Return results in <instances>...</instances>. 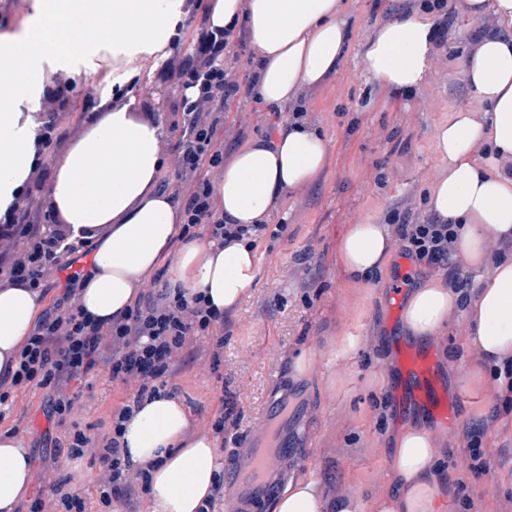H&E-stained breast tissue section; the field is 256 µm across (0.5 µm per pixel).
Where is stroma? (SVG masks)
<instances>
[{
	"instance_id": "1",
	"label": "stroma",
	"mask_w": 512,
	"mask_h": 512,
	"mask_svg": "<svg viewBox=\"0 0 512 512\" xmlns=\"http://www.w3.org/2000/svg\"><path fill=\"white\" fill-rule=\"evenodd\" d=\"M398 5L399 0H346L351 49L335 74L305 92L310 115L331 145L328 164L314 185L287 193L271 211L269 223L286 230L278 239H264L256 250L258 287L231 317L223 366L211 372L200 358L175 377L178 397L197 423L212 419L220 392L234 396L244 445L269 401L287 391L291 404L306 411L307 439L283 461L285 476L314 477L330 496L352 491L366 497L388 484L391 464L385 450L407 421L396 412L393 388L398 347L406 342L391 299L393 285L401 280L410 288L436 273L398 253L387 269L354 283L338 260L340 239L347 225L360 219L384 224L408 211L426 213V194L441 168L435 126L452 112L481 106L462 69L468 50L464 33L471 22L461 13L441 43L438 71L421 90L391 96L367 79L360 45ZM152 64L144 59L140 69L135 116L152 114L171 129L181 121L179 89L154 83ZM98 74L89 69L62 89L44 83V96L60 103L59 128L65 133L59 146L42 151L47 169H54L67 147L102 119V101L115 96V86L99 82ZM306 250L313 253L307 267L296 261ZM464 328L461 316L449 320L442 336L448 356L437 363L439 384L455 408L454 420L444 429L448 470L471 501L466 512H512V407L479 421L476 409L497 401V386L480 391L448 386L451 377L465 376L477 364L466 349ZM348 337L356 341L350 352L344 349ZM305 351L314 355L313 368L306 377H294L293 363ZM71 389L78 396L71 420L91 437L108 428L113 409L126 397L124 387L102 370L73 380ZM48 399L44 389L15 391L12 412L0 422L1 432L16 426L25 440L35 473L33 495L42 489L39 475L55 441L69 431L47 419ZM471 429L481 433L486 461L478 479L469 470L465 433Z\"/></svg>"
}]
</instances>
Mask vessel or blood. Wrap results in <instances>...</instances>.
Wrapping results in <instances>:
<instances>
[{
    "instance_id": "b4317fda",
    "label": "vessel or blood",
    "mask_w": 512,
    "mask_h": 512,
    "mask_svg": "<svg viewBox=\"0 0 512 512\" xmlns=\"http://www.w3.org/2000/svg\"><path fill=\"white\" fill-rule=\"evenodd\" d=\"M435 372L436 365L430 354L412 347L402 350L400 389L412 390L415 401L444 425L452 420L453 411L437 391ZM282 403V398H275L272 404L275 421L261 419L254 445L232 469V491L225 500L226 512H251L272 493L271 475L278 470L281 458L289 453L288 413Z\"/></svg>"
}]
</instances>
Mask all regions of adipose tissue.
Masks as SVG:
<instances>
[{
	"instance_id": "ef3b65f1",
	"label": "adipose tissue",
	"mask_w": 512,
	"mask_h": 512,
	"mask_svg": "<svg viewBox=\"0 0 512 512\" xmlns=\"http://www.w3.org/2000/svg\"><path fill=\"white\" fill-rule=\"evenodd\" d=\"M183 0H35L28 22L0 32V214L18 194L40 157L37 123L46 71H73L111 62L112 82L126 80L143 55L165 56L183 12ZM341 0H214L209 27L245 24L261 78L253 95L272 108L298 101L304 88L336 73L350 48L340 19ZM477 28L462 67L478 109L460 110L433 134L443 167L429 191V211L458 225L455 254L480 271L475 288L461 293L433 277L412 288L402 308L411 341L438 340L449 319L462 314L466 345L485 366L502 372L512 357V0H464ZM426 5L400 11L375 26L361 48L368 77L381 88H421L439 54L436 21ZM161 122L134 118L115 105L91 125L56 165L50 198L72 239L89 242L92 265L81 281V303L107 319L128 307L135 282L170 261V285L207 295L235 313L259 278L247 242L218 247L204 238L172 248L177 202L158 191ZM330 144L305 120L280 124L273 138L240 148L224 167L216 194L228 224H256L285 194L313 185L327 165ZM394 240L384 224L348 225L340 261L352 278L383 269ZM38 295L25 285L0 288V375L32 330ZM184 404L154 399L126 424L132 462L158 460L152 474V512H196L210 492L217 451L206 436L191 437ZM436 432L404 426L392 441L394 477L361 504L355 494L326 496L311 477L289 480L271 512H447L457 490ZM32 461L23 438L0 432V512H14L28 491Z\"/></svg>"
}]
</instances>
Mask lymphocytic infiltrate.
Instances as JSON below:
<instances>
[{
  "instance_id": "lymphocytic-infiltrate-1",
  "label": "lymphocytic infiltrate",
  "mask_w": 512,
  "mask_h": 512,
  "mask_svg": "<svg viewBox=\"0 0 512 512\" xmlns=\"http://www.w3.org/2000/svg\"><path fill=\"white\" fill-rule=\"evenodd\" d=\"M192 43L194 53L183 58L178 53L181 40L173 38V52L156 73L157 79L176 82L180 89L182 129L174 142L161 146L174 164L178 238H206L222 245L245 239L255 248L269 229L267 222L225 223L215 184L224 175V114L234 101L250 96L259 74L244 60L245 30L203 27L194 31ZM6 219L7 227H0V288L21 282L46 293L62 271L63 259L86 252L85 241H71L55 219L42 166L29 172ZM394 233L403 256L448 269L452 288L470 287L468 278L449 269L457 237L453 225L406 214ZM164 275L159 269L151 279H139L132 305L103 322L84 311L77 278L68 276L59 302L41 315L20 345L13 373L0 379V406L10 391L46 389L51 393L49 415L61 424L77 407L69 385L78 377L101 367L128 391L104 433L92 438L75 430L55 448L53 470L28 512H88L72 473L63 466L84 456L99 463V500L108 510L135 487H148L157 463L130 462L122 441L125 423L145 400L177 394L173 378L178 363L193 355L195 343L206 341L211 370L222 365L224 344L231 338L223 313L215 311L205 295L171 289ZM239 423L235 399L223 396L204 432L216 445L235 444L240 440Z\"/></svg>"
}]
</instances>
